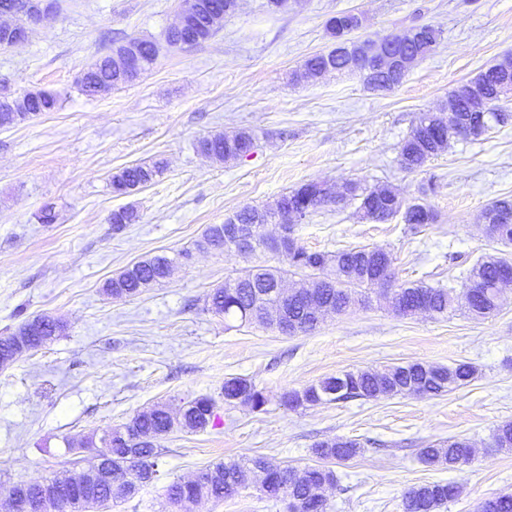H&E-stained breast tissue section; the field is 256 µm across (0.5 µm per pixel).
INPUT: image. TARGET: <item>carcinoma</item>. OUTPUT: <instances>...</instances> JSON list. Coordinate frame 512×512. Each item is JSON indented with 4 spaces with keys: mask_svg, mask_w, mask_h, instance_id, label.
<instances>
[{
    "mask_svg": "<svg viewBox=\"0 0 512 512\" xmlns=\"http://www.w3.org/2000/svg\"><path fill=\"white\" fill-rule=\"evenodd\" d=\"M28 5L29 0H0V14L8 11L20 18L28 14ZM358 23L359 18L349 11L329 18L326 29L335 41L334 46L310 55L294 71L292 79L311 82L328 72L350 71L359 58L368 88L390 90L401 84L408 69L390 70L382 65L381 56H361L357 45L340 37L341 30ZM216 31L209 14L200 9L191 25L182 30L169 29L165 40L170 46L198 37L206 41ZM437 39L438 31L431 28L423 36L412 34L402 41L388 42L386 47L390 54L414 64L428 55ZM130 46L140 57V73L151 70L159 56L158 43L148 39L130 40L113 46L110 53L87 64L76 81L79 91L94 97L129 82L121 61ZM505 80L512 83V72L502 70V64L495 63L452 92L448 103L454 109L456 124L467 126L480 116L484 118L473 139H481L493 127L512 119L509 100L498 92ZM451 140L441 115L422 112L401 143L399 165L409 172L418 171L447 152ZM253 147L254 137L246 130L231 135L218 133L198 142L199 151L219 162L237 159L239 154L249 152ZM160 172L161 163L156 161L124 167L112 176V191L118 196L128 195L152 182ZM350 201L358 202L356 213L360 219L384 223L399 215L414 234L437 221L434 209L422 201L407 203L387 185L367 189L354 180L343 182L341 190L336 192L317 182L304 183L281 195L272 207L246 206L232 214L231 219L234 220L232 224L253 230L255 245L248 252L265 254L268 249L263 232L265 225L292 213L307 210L313 215L329 204ZM138 220L137 211L127 206L113 210L110 217L115 232ZM484 220L492 241L512 245L511 198L489 203L484 210ZM232 224L208 225L197 247L224 251L238 249L236 236L230 230ZM164 257L163 253L155 254L125 268L105 282V294L131 298L162 282L171 271ZM392 263L391 253L383 248L355 246L336 251H312L296 241L293 252L288 255L289 269L257 265L229 276L223 285L211 291L206 306L227 319L242 323L258 321L278 328L281 323L275 322L274 314L282 309L288 316V333L308 334L319 328L329 315L346 311L353 302H368V290L377 287L376 281L391 278ZM507 272L512 273V258L492 254L468 270L460 290L453 286L434 287L419 281L401 284L393 293L384 292L382 296L392 309L402 311L406 317L426 313L445 320L463 310L475 319L485 318L501 305L499 289L512 283V277H504ZM290 273L311 278V287L292 292L282 289L283 281ZM65 329L66 325L54 318L35 316L25 319L15 330L0 336V355L13 360L24 352L37 351L62 335ZM474 374V366L464 361L448 367L413 362L383 370L345 371L302 389L284 392L281 405L297 410L380 396H443L469 383ZM222 393L224 403L228 405L242 404L260 411L267 403L263 390L245 377L225 379ZM214 408L212 398L199 396L188 401L176 416L163 405L142 412L101 438L104 450L81 476L62 475L50 480L30 481L21 488L13 484L0 506L9 509L12 496L20 493L23 501L30 505L29 512H90L92 509L102 512L110 509L156 479L158 460L163 454L161 441L166 436L176 428L197 432L215 425ZM493 440L496 447L511 450L512 422L497 426ZM360 448L361 443L355 439L335 438L316 443L312 453L320 460L346 462L356 457ZM420 459L428 465L462 470L472 463L473 448L468 439L451 437L441 444H429L420 449ZM257 469L264 473L260 487L263 497L278 501L291 496L299 501V512H327L322 490L336 484L333 469L321 464L298 469L275 464L263 456L214 462L203 469L206 482L193 485L174 481L166 486L165 495L169 504L179 509L204 497L214 501L232 499L246 486L247 473ZM457 494L458 487L448 483L414 486L403 495V512H440ZM482 512H512V493L497 494L485 500Z\"/></svg>",
    "mask_w": 512,
    "mask_h": 512,
    "instance_id": "1",
    "label": "carcinoma"
}]
</instances>
